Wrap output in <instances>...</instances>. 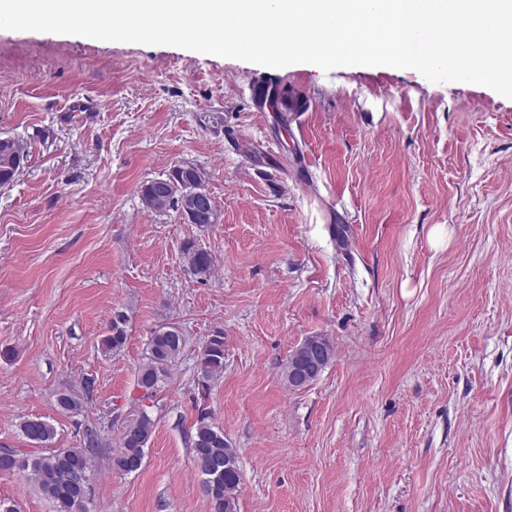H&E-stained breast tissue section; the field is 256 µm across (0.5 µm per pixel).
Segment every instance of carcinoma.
<instances>
[{"label":"carcinoma","mask_w":512,"mask_h":512,"mask_svg":"<svg viewBox=\"0 0 512 512\" xmlns=\"http://www.w3.org/2000/svg\"><path fill=\"white\" fill-rule=\"evenodd\" d=\"M27 158L21 140L9 137L0 142V186L13 183ZM167 179L185 185L204 180L203 173L194 166L174 168ZM152 181L140 188L145 208L163 212L169 209L186 212L185 199L174 190L165 203H153L150 191ZM182 255L191 271L204 279L212 273L214 260L210 252L193 242L183 245ZM112 334L103 337L102 346L108 351L121 350L127 341L124 327L112 322ZM186 339L179 327L161 325L154 329L148 341L146 361L139 366L137 387L143 398L154 396L169 376L170 367L184 351ZM198 385L207 394L213 384L224 376V334L217 332L202 344L197 352ZM154 422L146 411L121 433L118 448L112 453V469L121 474L140 470L145 459V448L152 436ZM19 430L28 443L44 447L52 443L56 430L39 417H28L19 423ZM194 461L201 474L204 494L211 502L213 512H237L242 474L238 451L224 437V432L210 423V415L200 412L194 432L190 436ZM100 454L97 436L89 434L79 448H53L47 455H31L15 448L0 450V474L22 473L52 503L53 512H89L88 491L96 471Z\"/></svg>","instance_id":"1"}]
</instances>
